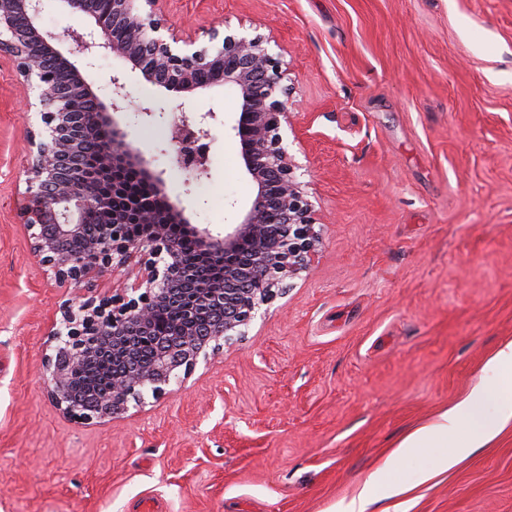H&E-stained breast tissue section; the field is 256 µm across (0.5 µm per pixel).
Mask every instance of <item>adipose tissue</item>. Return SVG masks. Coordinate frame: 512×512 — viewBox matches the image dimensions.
<instances>
[{
    "label": "adipose tissue",
    "mask_w": 512,
    "mask_h": 512,
    "mask_svg": "<svg viewBox=\"0 0 512 512\" xmlns=\"http://www.w3.org/2000/svg\"><path fill=\"white\" fill-rule=\"evenodd\" d=\"M481 380L455 402L405 433L364 480L358 494L341 512H366L377 497L393 499L388 512H403L398 499L447 474L465 462L474 449L488 447L512 432V404L498 403L502 390L512 388V340L504 342L487 360ZM428 451L429 466L412 481L393 487L391 473L407 457Z\"/></svg>",
    "instance_id": "adipose-tissue-1"
}]
</instances>
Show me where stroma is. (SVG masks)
I'll use <instances>...</instances> for the list:
<instances>
[{
    "label": "stroma",
    "mask_w": 512,
    "mask_h": 512,
    "mask_svg": "<svg viewBox=\"0 0 512 512\" xmlns=\"http://www.w3.org/2000/svg\"><path fill=\"white\" fill-rule=\"evenodd\" d=\"M172 28L277 45L282 135L322 242L309 269L223 350L119 418L70 420L43 361L63 301L30 249L27 133L40 117L0 57V512H337L409 427L478 382L512 340V0H161ZM166 168L191 223L223 231L254 187L227 89L189 101L114 57L81 66ZM216 114L208 175L172 166L170 121ZM409 512H512V435L423 486Z\"/></svg>",
    "instance_id": "stroma-1"
}]
</instances>
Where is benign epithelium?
Segmentation results:
<instances>
[{"mask_svg":"<svg viewBox=\"0 0 512 512\" xmlns=\"http://www.w3.org/2000/svg\"><path fill=\"white\" fill-rule=\"evenodd\" d=\"M59 2L83 25L48 30L39 23L42 0H0V54L36 91L42 123L27 135L31 205L22 218L33 253L55 279L88 289L109 270L134 278L129 295L63 303L59 327L49 333L48 397L88 424L126 413L146 390L165 394L179 370L190 373L199 358L244 335L284 280L310 265L319 235L299 165L283 145L288 68L268 39L214 28L210 45L196 48L153 9L158 0ZM110 55L184 99L216 86L236 93L232 131L255 195L224 233L189 223L167 195L166 170L118 123L116 115L130 107L122 78L112 76L106 104L75 65ZM214 117L183 110L173 124L174 161L197 181L207 174L205 140ZM130 169L151 198L123 184ZM104 212L111 220L95 223ZM186 240L194 242L190 257ZM164 309L177 319L173 331L155 326Z\"/></svg>","mask_w":512,"mask_h":512,"instance_id":"obj_1","label":"benign epithelium"}]
</instances>
